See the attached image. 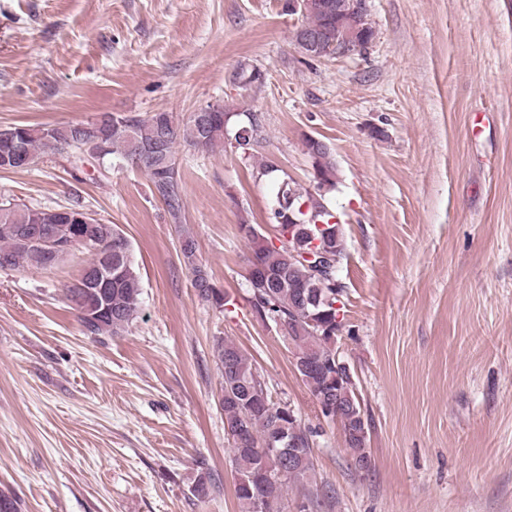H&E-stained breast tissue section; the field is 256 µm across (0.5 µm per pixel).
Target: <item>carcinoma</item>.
I'll return each instance as SVG.
<instances>
[{"label": "carcinoma", "mask_w": 512, "mask_h": 512, "mask_svg": "<svg viewBox=\"0 0 512 512\" xmlns=\"http://www.w3.org/2000/svg\"><path fill=\"white\" fill-rule=\"evenodd\" d=\"M352 0H312L301 10L305 22L301 27L325 30L336 37V6L350 5ZM235 113L216 104L201 118L190 115L179 122L170 112H154L147 117L118 114L112 132L96 142L78 122L15 125L13 139L0 141V158L23 152L34 164L49 155L76 151L79 146L110 168L117 161L143 170L149 178L153 197L160 200L171 221L182 223L185 203L181 176L176 165L175 145L183 142L194 148L213 149L232 139L228 125ZM314 190L303 188L283 177L277 182L281 198L273 204L304 225V230L288 232L280 223L279 212H271L270 221L280 234H288V243L277 246L262 232L260 225L243 218L238 225L249 246L251 268V308L259 319L283 322L280 335L294 345V367L309 389L317 406H334L331 418L340 421L346 446L355 466L366 470L371 465L368 436L355 435L363 430L361 402L355 392H337L345 371L336 367L333 337L341 331L336 322L334 304L343 295V285L336 273L318 272L315 259L304 254L311 251V237L323 239L331 254H344L340 223L325 203V194L336 185V161L329 144L317 148L312 138L304 140ZM324 224L326 228L317 229ZM39 226L51 233L63 246H72L67 256L79 250L88 256L80 278L88 283L99 281L105 270L111 278L103 288L65 289V297L79 313L84 330L94 336L117 335L136 318L141 304V282L129 239L115 224H105L72 207L35 208L27 205L0 204V269L32 267L51 269L45 252L24 245L18 229ZM181 252L194 275L198 296L217 308L228 304L224 291L210 282L207 273L196 264L194 240L184 237ZM222 385L219 405L224 410V427L235 473V496L241 512H276L278 503L291 485L305 486L311 473L310 439L314 430L301 425L297 414L286 404L271 401L264 378L248 357L233 343L217 341ZM287 474L274 482L264 483L258 476L265 471Z\"/></svg>", "instance_id": "obj_1"}]
</instances>
